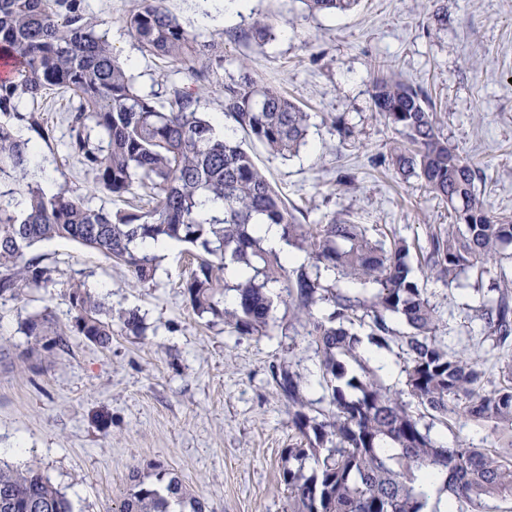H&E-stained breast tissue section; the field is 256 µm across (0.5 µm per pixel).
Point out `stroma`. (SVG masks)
Wrapping results in <instances>:
<instances>
[{"instance_id": "35a3bbf8", "label": "stroma", "mask_w": 512, "mask_h": 512, "mask_svg": "<svg viewBox=\"0 0 512 512\" xmlns=\"http://www.w3.org/2000/svg\"><path fill=\"white\" fill-rule=\"evenodd\" d=\"M133 6L134 0H85L141 93L163 83L192 85L187 70L143 55L127 36L123 19ZM167 6L201 40L222 46L202 111L223 112L222 86L244 63L258 82L309 113L306 146L285 159L231 130L306 223L349 215L371 234L415 243L416 261L431 230L455 223L446 201L377 163L395 136L372 101L373 82L383 75L428 92L440 134L482 168L477 193L492 212L512 216V0H360L336 16L308 14L302 0H248L226 23L203 22L206 0H167ZM256 15L272 24L273 40L247 38ZM67 106L59 97L44 103L49 136L38 142L39 159L52 178L80 192L92 177L66 150ZM337 119L353 128V137L340 139ZM38 252L51 270L47 286L0 299V459L39 468L74 512H114L132 471L154 482L149 465L156 461L213 512H290L279 473L285 448L300 435L270 369L291 362L305 378L311 409L320 408L323 391L319 360L303 329L289 327L287 305L277 304L278 325L269 335L238 336L193 311L181 288L188 269L180 250L163 258L154 285L145 288L78 243L56 240ZM75 284L113 315L139 310L145 335L117 331L105 348L71 335L63 348L32 351L21 322L43 311L69 327ZM489 285L474 271L450 283L428 274L423 283L441 317L440 335L453 349H476L494 384L507 354L483 342L475 317ZM431 437L447 445L461 439L477 448L503 446L490 427L463 419L435 424Z\"/></svg>"}]
</instances>
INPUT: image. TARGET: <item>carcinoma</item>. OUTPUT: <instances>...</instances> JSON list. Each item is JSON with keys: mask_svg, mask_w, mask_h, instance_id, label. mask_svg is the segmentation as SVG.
Listing matches in <instances>:
<instances>
[{"mask_svg": "<svg viewBox=\"0 0 512 512\" xmlns=\"http://www.w3.org/2000/svg\"><path fill=\"white\" fill-rule=\"evenodd\" d=\"M359 0H303L311 13H346ZM86 11L84 0H0V53L16 75L0 79V297L18 298L26 288L51 280L35 248L65 239L124 266L133 283L156 281L159 257L138 242L167 238L194 250L196 261L184 284L194 312L224 320L239 336H265L274 299L288 303V322H297L320 357L319 386L329 394L323 419L311 417L303 376L282 363L272 379L292 410L301 439L286 449L281 482L292 512H428L425 475L440 478L448 512H471L482 501L512 496V459L459 441L452 448L430 437L428 416L443 423L463 417L489 424L512 446V364L485 389L483 370L437 335L439 317L409 263L410 245L401 237L374 241L364 224L333 216L303 224L288 209L266 174L238 142L214 134V116L201 111L210 93L209 72L219 53L186 29L165 0H138L123 27L145 52L184 67L191 88L141 93L112 50L107 32ZM264 17L253 20L249 37L271 38ZM70 96L66 148L93 174L86 193L60 184L48 194L38 146L18 135L19 124L41 129L37 112H20L49 91ZM374 109L402 139L388 163L415 176L429 193L448 202L457 225L430 235L424 266L437 278L456 280L494 260L499 272L492 301L480 306L481 334L492 348L512 346V216L495 215L475 190L478 169L439 133L433 104L419 86L383 76L375 81ZM224 117L274 155L286 157L305 144L307 114L280 91L263 86L240 64L224 83ZM106 193L130 196L115 212L93 207L89 198ZM278 224L286 245L305 254L296 267L261 245V225ZM245 272L233 284L227 262ZM362 289L354 294L330 283L324 273ZM235 307H224L226 290ZM69 300L74 316L65 331L44 312L28 315L22 330L50 352L66 345L71 331L86 342H112V316L105 302L75 284ZM329 308L316 315L321 305ZM398 317L410 328L392 327ZM119 327L144 334L143 317L131 309ZM378 350L398 349L404 358L403 388L386 385L360 350L362 338ZM410 400H404V396ZM314 459L312 475L304 463ZM157 484L129 477L118 512H211L206 498L189 491L164 465L153 463ZM0 512H73L66 494L40 470L0 464Z\"/></svg>", "mask_w": 512, "mask_h": 512, "instance_id": "carcinoma-1", "label": "carcinoma"}]
</instances>
